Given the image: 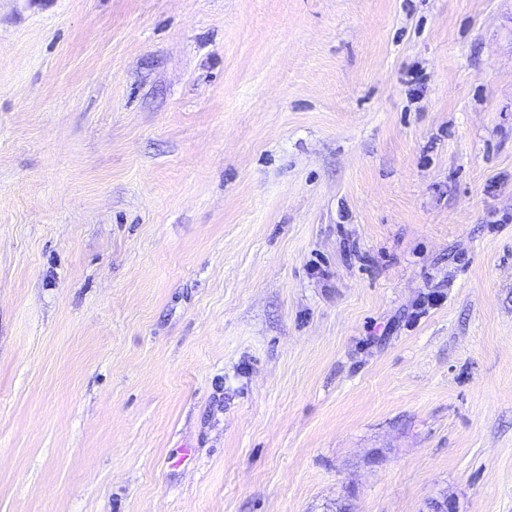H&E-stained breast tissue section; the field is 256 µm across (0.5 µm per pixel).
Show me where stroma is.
I'll use <instances>...</instances> for the list:
<instances>
[{
  "instance_id": "obj_1",
  "label": "stroma",
  "mask_w": 512,
  "mask_h": 512,
  "mask_svg": "<svg viewBox=\"0 0 512 512\" xmlns=\"http://www.w3.org/2000/svg\"><path fill=\"white\" fill-rule=\"evenodd\" d=\"M512 512V0H0V512Z\"/></svg>"
}]
</instances>
